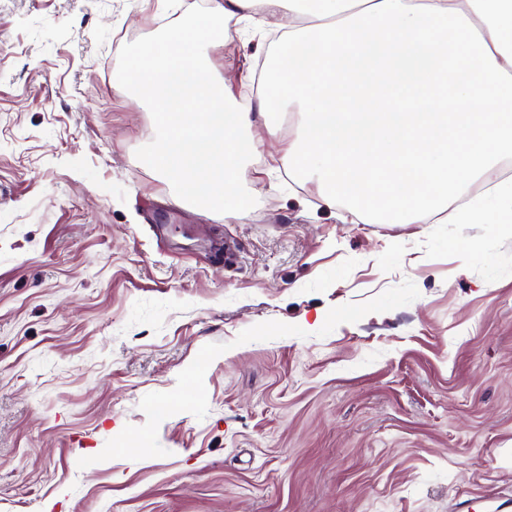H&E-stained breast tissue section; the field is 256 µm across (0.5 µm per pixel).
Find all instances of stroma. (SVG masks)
<instances>
[{
    "mask_svg": "<svg viewBox=\"0 0 512 512\" xmlns=\"http://www.w3.org/2000/svg\"><path fill=\"white\" fill-rule=\"evenodd\" d=\"M211 0H0V512L512 494V228L361 224L250 134L243 219L143 161L136 51ZM279 16L211 47L233 96Z\"/></svg>",
    "mask_w": 512,
    "mask_h": 512,
    "instance_id": "1",
    "label": "stroma"
}]
</instances>
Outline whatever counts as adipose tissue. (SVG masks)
<instances>
[{
	"label": "adipose tissue",
	"mask_w": 512,
	"mask_h": 512,
	"mask_svg": "<svg viewBox=\"0 0 512 512\" xmlns=\"http://www.w3.org/2000/svg\"><path fill=\"white\" fill-rule=\"evenodd\" d=\"M214 0L206 17L142 46L121 83L160 116L150 167L179 202L241 205L257 118L295 102L279 160L327 207L365 224H499L512 215V0ZM288 25L255 105L239 107L201 45L253 9ZM196 48L175 63L173 43Z\"/></svg>",
	"instance_id": "ef3b65f1"
}]
</instances>
